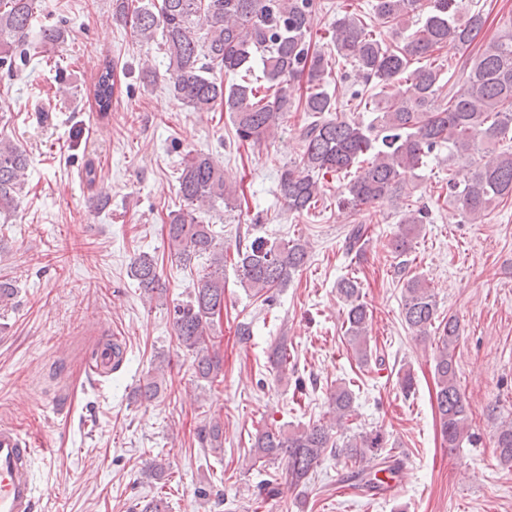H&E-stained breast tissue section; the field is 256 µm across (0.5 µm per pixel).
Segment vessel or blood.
Returning a JSON list of instances; mask_svg holds the SVG:
<instances>
[{"label": "vessel or blood", "instance_id": "1", "mask_svg": "<svg viewBox=\"0 0 512 512\" xmlns=\"http://www.w3.org/2000/svg\"><path fill=\"white\" fill-rule=\"evenodd\" d=\"M32 447L14 426L0 425V512H37Z\"/></svg>", "mask_w": 512, "mask_h": 512}]
</instances>
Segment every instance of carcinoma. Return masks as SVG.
<instances>
[{
	"mask_svg": "<svg viewBox=\"0 0 512 512\" xmlns=\"http://www.w3.org/2000/svg\"><path fill=\"white\" fill-rule=\"evenodd\" d=\"M372 13L402 41L388 45L353 14L336 19L331 42L336 56L356 67L363 88L352 97H367L368 110L377 116L364 125L333 116L336 99L325 86L329 59L311 51L314 0H159L145 5L136 0H112L113 17L128 27L136 39L149 42L161 31L174 99L195 112L221 107L229 114L242 142L262 144L275 134L279 120L291 108V84L303 80L307 92L303 110L312 121L301 130L304 152L299 163L280 174V195L288 210L303 212L320 194L315 176L321 172L354 173L346 184L342 203L353 209L400 197L407 177L425 159L444 146L448 161L473 165L463 180L448 178V196L475 223L496 201L512 199V152L497 151V144L512 140V18L500 35L483 46L462 87L448 86L441 99L443 67L434 52L441 48L468 47L481 33L486 17L479 8H464L463 0H372ZM34 0H0V68L13 69L16 60L28 63L36 54L30 40ZM422 14L411 34L410 16ZM205 36L197 37V31ZM418 67L411 68L412 64ZM260 65L267 83L264 95L245 79ZM112 62L104 61L90 94L96 111L107 113L114 95ZM408 75L410 90H393ZM27 156L0 139V213L15 208L24 184ZM179 192L187 203L170 217L168 247L174 259L191 267L203 256L210 258L194 288L193 299L174 308L173 332L177 347L196 353V381L220 382L224 365L209 354L214 317L224 311V256L216 253L210 225L196 216L203 206L226 205L236 200L237 189L227 183L224 170L206 155H190L179 177ZM431 223V210L423 205L403 212L399 232L390 247L396 256L407 255L422 225ZM242 286L262 296L285 286L308 260L306 245L294 242L270 246L255 238L237 249ZM132 276L149 297L162 295L157 262L145 254L132 266ZM337 289L346 302V336L359 361L370 354V313L361 301L358 278H342ZM406 325L417 336L438 330L437 408L440 433L448 449L473 442L468 432V407L457 383L451 347L460 336L457 319L435 325L437 304L425 281L414 276L404 284ZM163 379L153 376L137 389L143 401L162 390ZM353 393L338 386L332 394V416L326 421L292 430L264 427L252 438L254 455L273 462L288 460V484L298 486L327 456L343 455L357 464L355 478L373 484L367 451L382 447L379 436L354 435L337 440L334 430L352 416ZM205 439L212 450H223L221 422L209 425ZM494 443L502 463H512V421L501 423Z\"/></svg>",
	"mask_w": 512,
	"mask_h": 512,
	"instance_id": "carcinoma-1",
	"label": "carcinoma"
}]
</instances>
